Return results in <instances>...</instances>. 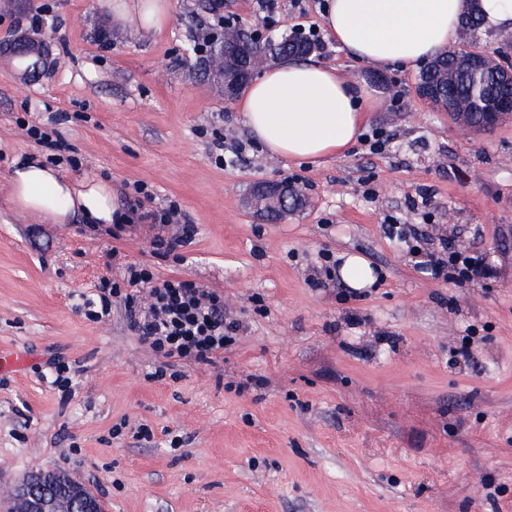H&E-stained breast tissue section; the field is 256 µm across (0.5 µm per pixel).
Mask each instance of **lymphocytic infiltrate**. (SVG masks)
Here are the masks:
<instances>
[{"mask_svg": "<svg viewBox=\"0 0 512 512\" xmlns=\"http://www.w3.org/2000/svg\"><path fill=\"white\" fill-rule=\"evenodd\" d=\"M136 199L126 209L128 224L160 227L153 236L154 254L164 258L191 243L196 234L177 203L153 210L151 195L135 185ZM123 312L138 340L167 365L216 366L237 339L238 322L227 316L223 294L158 274L152 267L125 262L119 276L102 278L93 295L85 297L79 311L100 321L112 309Z\"/></svg>", "mask_w": 512, "mask_h": 512, "instance_id": "1", "label": "lymphocytic infiltrate"}]
</instances>
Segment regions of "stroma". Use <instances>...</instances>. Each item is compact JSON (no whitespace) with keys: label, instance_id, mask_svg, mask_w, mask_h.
I'll return each mask as SVG.
<instances>
[{"label":"stroma","instance_id":"1","mask_svg":"<svg viewBox=\"0 0 512 512\" xmlns=\"http://www.w3.org/2000/svg\"><path fill=\"white\" fill-rule=\"evenodd\" d=\"M172 2L151 35L113 28L106 0L0 8V354L20 357L0 380V488L57 468L106 512H512V122L459 131L417 97V72H376L327 37L315 59L382 93L364 127L390 142L319 165L269 155L192 51L214 16ZM226 7L270 37L322 25V0H279L269 18L254 0ZM20 43L43 51L38 70L19 69ZM38 121L70 146L66 175L178 202L196 229L179 258L156 257L144 226L17 211L12 161L51 155L20 128ZM296 178L307 204L284 220L243 206L256 182ZM394 225L494 277L432 278ZM113 248L223 292L242 328L218 366L151 378L161 360L121 314L76 311L112 276ZM349 253L370 261L372 287L326 278ZM138 424L150 439L132 438Z\"/></svg>","mask_w":512,"mask_h":512}]
</instances>
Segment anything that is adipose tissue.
Segmentation results:
<instances>
[{
	"label": "adipose tissue",
	"mask_w": 512,
	"mask_h": 512,
	"mask_svg": "<svg viewBox=\"0 0 512 512\" xmlns=\"http://www.w3.org/2000/svg\"><path fill=\"white\" fill-rule=\"evenodd\" d=\"M470 1L484 27L512 32V0H325L322 23L336 43L375 70H414L456 44ZM109 6L118 28L158 32L172 17V0H110ZM375 100L366 83L345 80L335 67L287 58L254 79L236 107L250 137L265 150L318 162L351 147ZM9 186L15 209L52 224L76 217L91 224L124 221L108 179L67 178L38 157L15 159Z\"/></svg>",
	"instance_id": "ef3b65f1"
}]
</instances>
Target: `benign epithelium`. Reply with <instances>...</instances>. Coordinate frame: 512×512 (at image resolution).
Segmentation results:
<instances>
[{"mask_svg":"<svg viewBox=\"0 0 512 512\" xmlns=\"http://www.w3.org/2000/svg\"><path fill=\"white\" fill-rule=\"evenodd\" d=\"M483 53L471 49L459 53L457 63L463 70L476 71L482 65ZM271 57L262 50L248 51L242 43L231 40L226 45L219 65L230 71L239 61L248 72L261 73ZM448 112L458 126L467 131L477 125L484 131H492L507 120H512V95L498 101L476 123L471 114L460 106L448 107ZM297 189L290 182L264 183L259 185L248 199L262 216L281 204L288 203ZM16 512H105L99 496L84 484L73 480L59 469H34L19 477L14 485Z\"/></svg>","mask_w":512,"mask_h":512,"instance_id":"benign-epithelium-1","label":"benign epithelium"}]
</instances>
